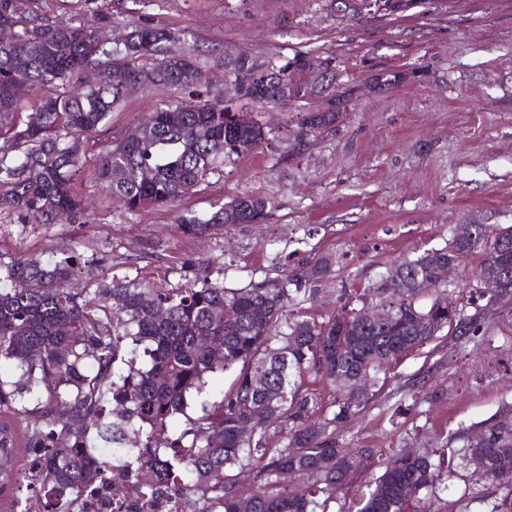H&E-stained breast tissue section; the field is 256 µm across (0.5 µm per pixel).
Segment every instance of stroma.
<instances>
[{"label": "stroma", "mask_w": 512, "mask_h": 512, "mask_svg": "<svg viewBox=\"0 0 512 512\" xmlns=\"http://www.w3.org/2000/svg\"><path fill=\"white\" fill-rule=\"evenodd\" d=\"M52 22L101 28L120 40L147 20L179 29L197 50L212 92L225 88L219 58L245 54L284 63L332 58L349 106L335 128L295 148L297 105L266 108L270 140L231 157L175 205L127 211L108 200L94 170L102 146L126 138L141 117L187 99L145 89L85 138L79 191L93 209L83 224L21 221L0 208V260H87L83 283L153 282L180 287L206 277L242 288L321 256L324 280L303 285L295 312L323 320L358 308L386 268L445 246L468 220L512 225V0H404L400 10L342 15L332 0H39ZM404 74L383 95L375 75ZM253 191L273 207L261 224L186 237L182 215H209L231 195ZM483 333L441 335L400 359L368 407L340 432L363 461L325 512H358L368 484L406 450L438 460L461 449L475 426L512 406V302L484 311ZM500 493L462 457L435 492L436 512H490Z\"/></svg>", "instance_id": "obj_1"}]
</instances>
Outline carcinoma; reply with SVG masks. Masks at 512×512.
Instances as JSON below:
<instances>
[{
	"label": "carcinoma",
	"instance_id": "carcinoma-1",
	"mask_svg": "<svg viewBox=\"0 0 512 512\" xmlns=\"http://www.w3.org/2000/svg\"><path fill=\"white\" fill-rule=\"evenodd\" d=\"M37 0H0V25L15 36L0 41V208L23 220L65 219L83 223L84 205L74 189L85 158L83 135L95 131L127 97L146 87L198 89L205 69L189 50L174 52L179 32L141 22L116 44L79 24H51L33 9ZM315 56H296L282 65L259 58L224 63L231 81L230 101L218 94L197 95L198 108L184 103L153 112L139 136L102 148L96 179L130 212L171 206L190 194L232 156H243L268 141L266 127L252 108L266 106L281 83L301 103L296 139L332 128L343 113L332 105L336 66L320 59L330 83L313 88L304 73ZM120 69L131 83L115 81ZM27 88L29 112L20 118V88ZM272 201L237 194L204 218L182 216V232L203 236L233 224H260ZM482 266L512 273V226L471 224L464 236L453 229L448 243L396 266L398 284L373 286L387 320L371 325L356 309H341L317 322L290 316L292 293L302 283L325 278L329 258L303 274L266 278L244 288H226L206 277L181 288L155 283L114 282L98 290L107 308L81 287L78 254L56 261L0 262V408L25 420V447L45 449L39 482L74 492L92 483L103 461L97 448L127 456L135 437L157 448L165 467L182 473L181 487L202 493L201 512H240L243 497L253 512H317L354 465L336 439L337 428L362 413L375 395L379 375L406 352L418 350L444 330L460 336L480 331L478 315L451 318L448 290H439L436 271L461 266L476 251ZM437 291L427 307L415 299ZM486 304L512 301V276ZM237 313L233 321L224 311ZM223 347L216 356L213 346ZM10 375L3 376L4 369ZM267 377L257 390V372ZM234 375L221 401L201 403V415L178 436L169 433L187 415L217 373ZM335 384L324 405L306 384L309 374ZM362 376L365 394L357 400L349 376ZM260 411L256 420L244 403ZM283 446L269 452L270 430ZM466 455L482 456L491 470L482 478L503 494L490 512H512V409H504L464 439ZM264 461L254 484L239 489L232 472ZM306 482L305 497L276 488L286 477ZM442 466L428 457L400 456L370 484L359 512H431L424 491L442 483Z\"/></svg>",
	"mask_w": 512,
	"mask_h": 512
}]
</instances>
